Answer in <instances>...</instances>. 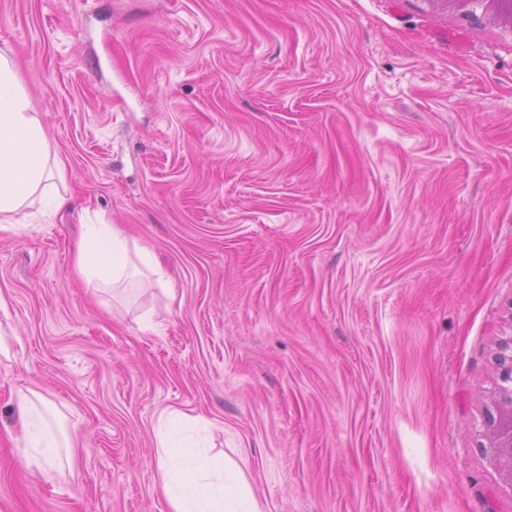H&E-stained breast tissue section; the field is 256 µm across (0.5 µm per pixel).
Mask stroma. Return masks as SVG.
Returning a JSON list of instances; mask_svg holds the SVG:
<instances>
[{
	"label": "stroma",
	"instance_id": "35a3bbf8",
	"mask_svg": "<svg viewBox=\"0 0 512 512\" xmlns=\"http://www.w3.org/2000/svg\"><path fill=\"white\" fill-rule=\"evenodd\" d=\"M69 204L0 232V512H169L203 416L266 512H512L480 448L512 320V33L439 0H0ZM172 292L73 275L81 225ZM71 473L20 461L16 395ZM18 409L26 466L49 474L70 464L72 444L60 409L34 392L18 394Z\"/></svg>",
	"mask_w": 512,
	"mask_h": 512
}]
</instances>
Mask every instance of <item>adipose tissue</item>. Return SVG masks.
<instances>
[{
    "mask_svg": "<svg viewBox=\"0 0 512 512\" xmlns=\"http://www.w3.org/2000/svg\"><path fill=\"white\" fill-rule=\"evenodd\" d=\"M63 175L51 161L43 124L18 84L11 56L0 51V232L15 231L19 216L36 206L58 211L67 204ZM76 271L88 285L139 286L142 278L165 285V273L145 249H130L112 224H88ZM26 466L49 474L69 459L71 441L60 409L37 393H19ZM203 417L162 410L155 436L158 474L171 512H265L241 467L213 452Z\"/></svg>",
    "mask_w": 512,
    "mask_h": 512,
    "instance_id": "ef3b65f1",
    "label": "adipose tissue"
}]
</instances>
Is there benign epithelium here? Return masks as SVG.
Instances as JSON below:
<instances>
[{"mask_svg": "<svg viewBox=\"0 0 512 512\" xmlns=\"http://www.w3.org/2000/svg\"><path fill=\"white\" fill-rule=\"evenodd\" d=\"M451 3L470 13L481 9L488 19L503 20L512 30V0H437ZM480 447L488 448L490 459L497 464L512 488V324L498 339L495 355V384L486 396L482 415Z\"/></svg>", "mask_w": 512, "mask_h": 512, "instance_id": "1", "label": "benign epithelium"}]
</instances>
